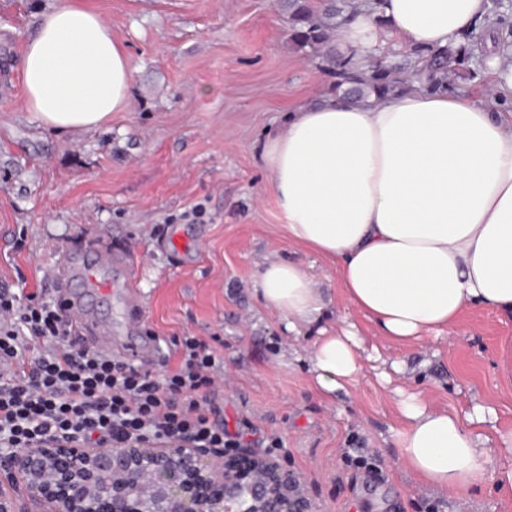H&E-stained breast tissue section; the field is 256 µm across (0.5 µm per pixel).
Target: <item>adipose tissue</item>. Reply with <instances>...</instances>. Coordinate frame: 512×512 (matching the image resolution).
Here are the masks:
<instances>
[{
	"mask_svg": "<svg viewBox=\"0 0 512 512\" xmlns=\"http://www.w3.org/2000/svg\"><path fill=\"white\" fill-rule=\"evenodd\" d=\"M489 0H375L337 33L341 50L380 58L432 50L468 34ZM484 98L408 90L373 104L326 98L289 112L262 161L290 244L336 266L348 301L400 344L442 334L472 306L512 317V62L485 59ZM24 111L57 132L95 130L127 111L133 62L83 0H52L16 67ZM254 291L288 331L330 300L300 263L267 261ZM354 328L326 331L310 350L313 382L330 396L364 370ZM394 444L423 484L453 494L492 479L499 455L484 427L492 407H430L401 394Z\"/></svg>",
	"mask_w": 512,
	"mask_h": 512,
	"instance_id": "adipose-tissue-1",
	"label": "adipose tissue"
}]
</instances>
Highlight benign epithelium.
<instances>
[{
    "instance_id": "benign-epithelium-1",
    "label": "benign epithelium",
    "mask_w": 512,
    "mask_h": 512,
    "mask_svg": "<svg viewBox=\"0 0 512 512\" xmlns=\"http://www.w3.org/2000/svg\"><path fill=\"white\" fill-rule=\"evenodd\" d=\"M0 512H312L296 475L207 448L52 444L0 454Z\"/></svg>"
}]
</instances>
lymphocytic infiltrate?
Instances as JSON below:
<instances>
[{
	"instance_id": "1",
	"label": "lymphocytic infiltrate",
	"mask_w": 512,
	"mask_h": 512,
	"mask_svg": "<svg viewBox=\"0 0 512 512\" xmlns=\"http://www.w3.org/2000/svg\"><path fill=\"white\" fill-rule=\"evenodd\" d=\"M162 373L100 353L73 332L55 291L0 290V446L36 450L144 443L216 449L247 464V443L225 427L213 395L217 357L184 337Z\"/></svg>"
}]
</instances>
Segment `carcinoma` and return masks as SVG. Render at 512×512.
Wrapping results in <instances>:
<instances>
[{
  "mask_svg": "<svg viewBox=\"0 0 512 512\" xmlns=\"http://www.w3.org/2000/svg\"><path fill=\"white\" fill-rule=\"evenodd\" d=\"M346 4L348 0H324L317 13L310 0H278V6L288 13L292 41L301 48L313 49L334 77L328 88L330 95L358 102L401 93L409 87L403 78L408 60H382L365 66L355 53L346 54L337 48L336 30L354 12ZM475 57L472 44L458 43L453 38L445 47L428 52L422 66L428 71L425 88L453 93L459 89L458 81L472 82L482 77V72L473 67Z\"/></svg>",
  "mask_w": 512,
  "mask_h": 512,
  "instance_id": "1",
  "label": "carcinoma"
}]
</instances>
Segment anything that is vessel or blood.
Segmentation results:
<instances>
[{
	"label": "vessel or blood",
	"mask_w": 512,
	"mask_h": 512,
	"mask_svg": "<svg viewBox=\"0 0 512 512\" xmlns=\"http://www.w3.org/2000/svg\"><path fill=\"white\" fill-rule=\"evenodd\" d=\"M55 278L62 286L61 299L71 306L78 318V326L93 339L103 352L120 347L123 358L144 363L146 357H157L158 348L147 336L143 308L135 282V261L114 252L108 239L100 238L77 249L64 252V260ZM121 290L128 333L116 336L111 321L99 318L90 301L97 296H111Z\"/></svg>",
	"instance_id": "1"
}]
</instances>
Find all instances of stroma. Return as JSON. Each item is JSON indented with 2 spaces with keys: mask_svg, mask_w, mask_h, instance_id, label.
Masks as SVG:
<instances>
[{
  "mask_svg": "<svg viewBox=\"0 0 512 512\" xmlns=\"http://www.w3.org/2000/svg\"><path fill=\"white\" fill-rule=\"evenodd\" d=\"M50 2L0 0V282H39L63 247L109 236L139 261L149 335L168 351L185 336L211 342L228 430L260 453L278 439L279 463L315 512H512V493L491 482L461 496L423 486L392 439L400 388L424 390L437 408L491 405L495 447L512 438V381L498 367L512 318L472 307L451 335L394 344L350 308L335 266L279 227L261 146L292 108L325 98L331 79L290 41L273 0H92L132 57L130 108L97 130L62 133L23 110L14 73ZM273 258L307 265L330 295L322 326L354 324L405 375L386 383L369 366L322 398L309 362L319 328L288 333L254 293ZM345 448L380 457L383 471L346 467Z\"/></svg>",
  "mask_w": 512,
  "mask_h": 512,
  "instance_id": "35a3bbf8",
  "label": "stroma"
}]
</instances>
